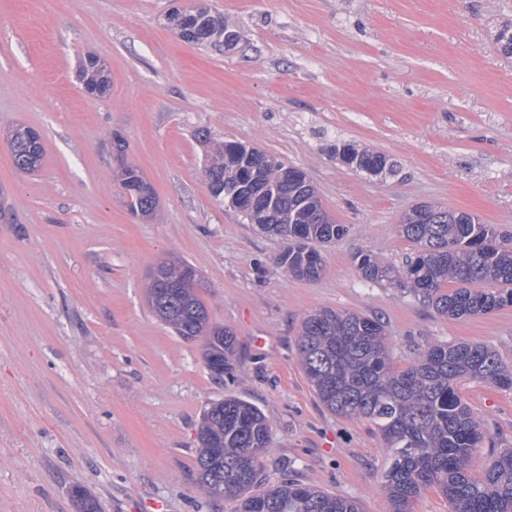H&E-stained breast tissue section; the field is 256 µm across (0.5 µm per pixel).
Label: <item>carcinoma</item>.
Masks as SVG:
<instances>
[{
    "instance_id": "obj_1",
    "label": "carcinoma",
    "mask_w": 512,
    "mask_h": 512,
    "mask_svg": "<svg viewBox=\"0 0 512 512\" xmlns=\"http://www.w3.org/2000/svg\"><path fill=\"white\" fill-rule=\"evenodd\" d=\"M168 27L197 45L231 43L237 39L224 15L195 0L167 15ZM84 90L104 96L111 87L107 64L89 54L79 64ZM207 146L203 176L211 193L252 194L266 191L272 207L260 228L280 237L285 247L277 263L288 274L307 281L324 272L318 246L346 233L325 210L315 186L307 180L283 190L281 173L288 165L262 153L264 168L257 185L238 180L244 156L230 155L235 141ZM14 165L37 170L44 155L43 137L17 124L6 132ZM348 167L370 176L394 172L381 153L358 150L351 143L334 147ZM114 181L130 212L150 218L158 206L151 183L133 164H125ZM432 209L436 221L425 220ZM400 234L416 246L400 266L358 252L357 270L368 283L386 282L418 300L437 315L467 319L512 306V237L469 212L432 203L404 213ZM194 267L185 259L158 262L147 285L154 316L180 339L204 338V364L214 378H234L237 336L210 320L198 289L187 284ZM455 288H448V284ZM297 357L320 403L330 413L369 423L379 434L390 459L382 491L391 512H412L426 490L439 491L450 512H512V449L494 452L482 476L468 472L470 457L488 438V429L458 392L464 378L512 389V364L486 344L441 341L430 344L404 368L394 367L393 346L379 320L362 314L324 309L307 315L296 338ZM271 428L263 411L235 396L209 404L197 428L196 483L224 489V500L236 512H362L356 500L328 493L295 479L270 484L263 474ZM75 512H100L97 497L84 486L70 487Z\"/></svg>"
}]
</instances>
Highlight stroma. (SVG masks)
<instances>
[{"label": "stroma", "instance_id": "35a3bbf8", "mask_svg": "<svg viewBox=\"0 0 512 512\" xmlns=\"http://www.w3.org/2000/svg\"><path fill=\"white\" fill-rule=\"evenodd\" d=\"M181 3L0 0V128L25 123L44 143L27 174L0 140V512H75V482L102 512H234L195 482L199 419L228 393L271 424L268 481L292 475L389 512L380 437L323 408L295 340L330 308L379 319L401 367L437 340L512 363V307L448 320L364 282L355 262L402 263L415 247L398 220L423 202L512 236V56L496 46L512 0H204L236 30L229 47L179 39L166 16ZM89 51L111 73L100 98L77 77ZM201 130L307 173L346 229L319 280L288 276L282 241L212 195ZM343 141L396 174L342 165L330 147ZM126 163L156 189L151 221L112 185ZM170 256L201 274L211 320L236 333L235 381L212 379L201 342L151 312L147 277ZM458 391L493 442L470 460L477 476L491 448H512V389Z\"/></svg>", "mask_w": 512, "mask_h": 512}]
</instances>
